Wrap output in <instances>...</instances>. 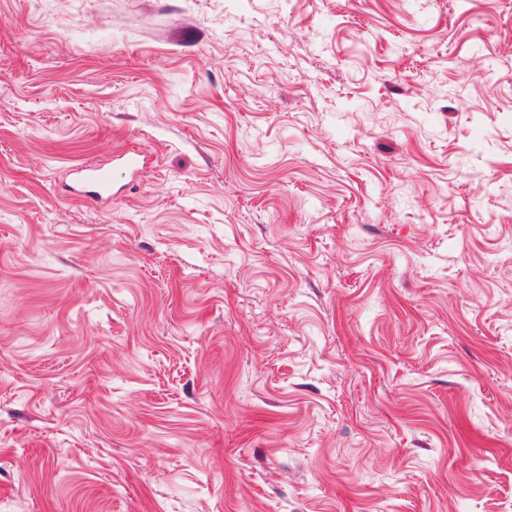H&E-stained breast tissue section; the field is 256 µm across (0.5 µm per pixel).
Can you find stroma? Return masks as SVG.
I'll return each mask as SVG.
<instances>
[{
    "label": "stroma",
    "mask_w": 512,
    "mask_h": 512,
    "mask_svg": "<svg viewBox=\"0 0 512 512\" xmlns=\"http://www.w3.org/2000/svg\"><path fill=\"white\" fill-rule=\"evenodd\" d=\"M508 412L512 0H0V512H507ZM72 174L74 185L70 188L77 198L100 203L112 196L117 175L114 168L88 161L74 166Z\"/></svg>",
    "instance_id": "stroma-1"
}]
</instances>
